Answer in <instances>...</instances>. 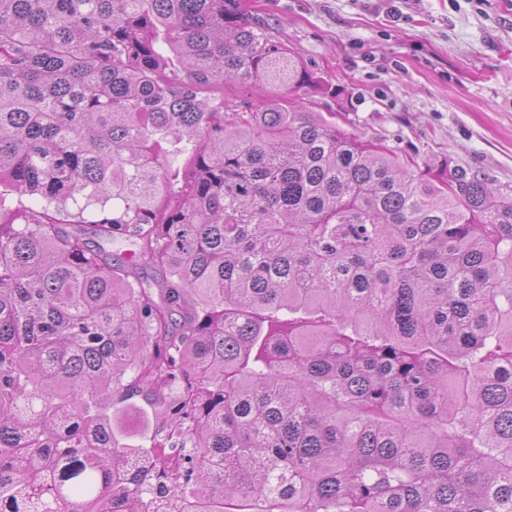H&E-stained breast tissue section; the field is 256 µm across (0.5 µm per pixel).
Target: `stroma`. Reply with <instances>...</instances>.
Wrapping results in <instances>:
<instances>
[{
    "label": "stroma",
    "mask_w": 512,
    "mask_h": 512,
    "mask_svg": "<svg viewBox=\"0 0 512 512\" xmlns=\"http://www.w3.org/2000/svg\"><path fill=\"white\" fill-rule=\"evenodd\" d=\"M329 90L318 109L512 185V0H246Z\"/></svg>",
    "instance_id": "1"
}]
</instances>
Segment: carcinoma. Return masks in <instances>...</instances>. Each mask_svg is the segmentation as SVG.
I'll return each instance as SVG.
<instances>
[{
	"instance_id": "carcinoma-1",
	"label": "carcinoma",
	"mask_w": 512,
	"mask_h": 512,
	"mask_svg": "<svg viewBox=\"0 0 512 512\" xmlns=\"http://www.w3.org/2000/svg\"><path fill=\"white\" fill-rule=\"evenodd\" d=\"M325 93L240 0H0V512H512V186Z\"/></svg>"
}]
</instances>
